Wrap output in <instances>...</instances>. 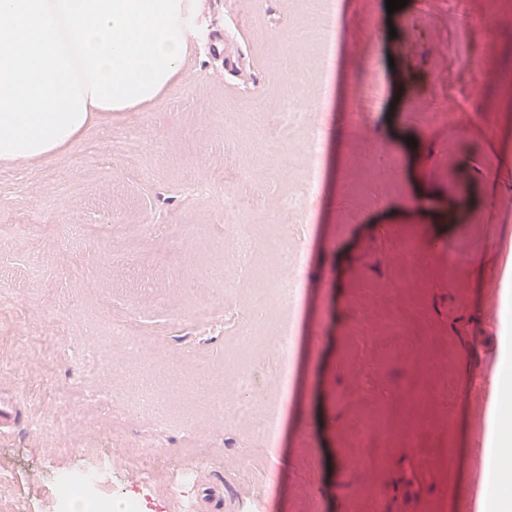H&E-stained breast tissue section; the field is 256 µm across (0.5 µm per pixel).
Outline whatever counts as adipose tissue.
I'll return each instance as SVG.
<instances>
[{
  "mask_svg": "<svg viewBox=\"0 0 512 512\" xmlns=\"http://www.w3.org/2000/svg\"><path fill=\"white\" fill-rule=\"evenodd\" d=\"M200 0H0V166L68 152L94 125L154 107L182 77ZM486 473L457 491L512 512V432L489 437Z\"/></svg>",
  "mask_w": 512,
  "mask_h": 512,
  "instance_id": "ef3b65f1",
  "label": "adipose tissue"
}]
</instances>
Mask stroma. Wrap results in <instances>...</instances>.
Wrapping results in <instances>:
<instances>
[{
    "mask_svg": "<svg viewBox=\"0 0 512 512\" xmlns=\"http://www.w3.org/2000/svg\"><path fill=\"white\" fill-rule=\"evenodd\" d=\"M254 2L202 0L203 33L155 107L93 126L65 154L0 167V387L30 414L0 431V512H56L57 472L104 458L99 492L134 491L153 438V512H182L167 487L199 465L223 474L243 512H450L482 452L485 377L512 327L492 272L512 225V106L498 85L477 87L475 63L494 42L512 69V23L490 0H470L484 21L467 33L452 0H408L395 23L386 0H336L329 99L306 117L324 133L312 193L298 140L275 142L272 116L289 70L305 73L299 94L319 95L315 62L289 57L288 37L321 30L326 6ZM389 156L400 163L386 181L350 188L351 158ZM268 186L285 208L225 211V195ZM62 224L98 231L69 245ZM213 224L252 225L260 246L274 237L305 255L271 439L209 402L217 386L235 394L234 351L260 298L259 277L212 276ZM176 243L197 294L180 288L185 264L158 263ZM105 295L139 318L137 368L176 409L136 407ZM209 304L214 318L197 320ZM87 345L99 361L68 358Z\"/></svg>",
    "mask_w": 512,
    "mask_h": 512,
    "instance_id": "1",
    "label": "stroma"
}]
</instances>
